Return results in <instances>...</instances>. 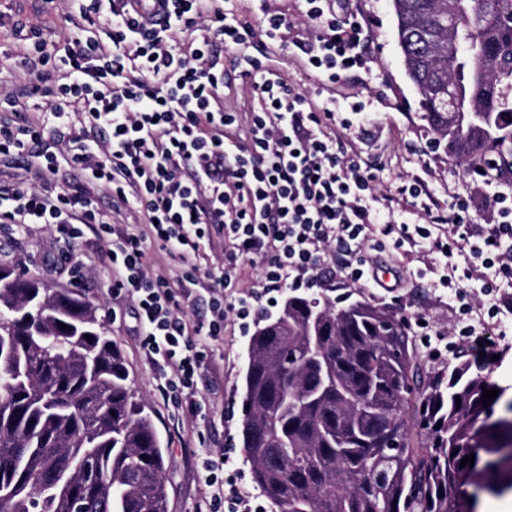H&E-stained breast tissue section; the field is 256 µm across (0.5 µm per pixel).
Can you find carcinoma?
Returning <instances> with one entry per match:
<instances>
[{"label": "carcinoma", "instance_id": "obj_1", "mask_svg": "<svg viewBox=\"0 0 512 512\" xmlns=\"http://www.w3.org/2000/svg\"><path fill=\"white\" fill-rule=\"evenodd\" d=\"M392 2L435 140L471 167L496 161L512 138V0ZM450 39L465 57L448 60ZM21 278L0 277V512H167L160 437L92 304ZM76 321L88 335L60 329ZM470 368L425 376L374 300L286 295L248 347L253 483L277 512H476L480 493L512 492V420H491L504 392L483 405L496 384Z\"/></svg>", "mask_w": 512, "mask_h": 512}]
</instances>
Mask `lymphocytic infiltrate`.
<instances>
[{"mask_svg": "<svg viewBox=\"0 0 512 512\" xmlns=\"http://www.w3.org/2000/svg\"><path fill=\"white\" fill-rule=\"evenodd\" d=\"M67 30L49 41L14 22L7 32L28 70L0 85V224L32 234L50 226L64 259L96 255L114 299L130 303L144 356L187 420L205 408L198 385L214 369L224 321H247L262 299L340 281L378 285L361 246L372 234L404 244L448 232L440 287L463 296L459 242L512 287V195L486 194L493 224H473L453 197L427 224L396 221L369 203L375 176L340 148L335 100L312 103L282 70L252 53L297 48L304 68L333 84L370 60L369 29L345 0H300L295 12L263 9L246 20L240 0H69ZM233 55L240 82L224 77L216 45ZM109 208L101 210L99 192ZM137 214L135 224L113 214ZM205 314H197L198 304ZM206 460L214 512H254Z\"/></svg>", "mask_w": 512, "mask_h": 512, "instance_id": "f902f5d3", "label": "lymphocytic infiltrate"}]
</instances>
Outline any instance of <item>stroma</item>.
<instances>
[{
	"mask_svg": "<svg viewBox=\"0 0 512 512\" xmlns=\"http://www.w3.org/2000/svg\"><path fill=\"white\" fill-rule=\"evenodd\" d=\"M354 11L370 22L371 39L367 53L373 60V74H352L336 87V106L349 111L352 103L364 104L366 111L377 113L379 121L369 130L351 127L344 139L371 161H381L385 170L375 181L379 197H396L397 188L405 181L425 182L431 199L447 205L451 194L467 192L474 223L485 220L483 190L467 189L466 167L449 156L445 147L435 146L433 134L419 108V95L408 78L396 36V19L392 0H350ZM441 229H433L430 239L404 245L386 246L382 268L390 275V289H366V296L394 307L400 315L423 318L428 324L430 338L421 341L413 337L415 351L426 370L447 372L456 362L458 351L469 350L468 338L459 336L461 323L478 324L486 319L480 309L482 282L467 281L469 301L473 310L460 311L461 302L447 289L434 287L430 279L419 278L417 270L432 265L442 271L445 257L435 248L434 241L443 237ZM51 243L49 229L38 230L22 239L14 238L10 226L0 224V265L24 271L39 279L51 291L76 289L96 307L112 340L120 348L129 371L131 386L151 414L166 452L169 469L166 474L168 512H209L211 489L198 476L201 462L207 455L224 454L233 462L231 473L240 492L257 500L263 512H275L267 504L251 480L250 467L245 462L238 433L241 422L240 379L246 360L250 332L228 325L220 352L223 370L220 387L210 397L206 411L207 425L184 433L179 416L170 401L157 387L153 366L139 353L132 332V318L112 320L108 314L109 295L102 271L86 263L81 280L74 281L46 271ZM498 320L504 331L500 338V356L489 378L505 390L504 402L494 408L495 416L507 415V400L512 399V314L501 312Z\"/></svg>",
	"mask_w": 512,
	"mask_h": 512,
	"instance_id": "stroma-1",
	"label": "stroma"
}]
</instances>
